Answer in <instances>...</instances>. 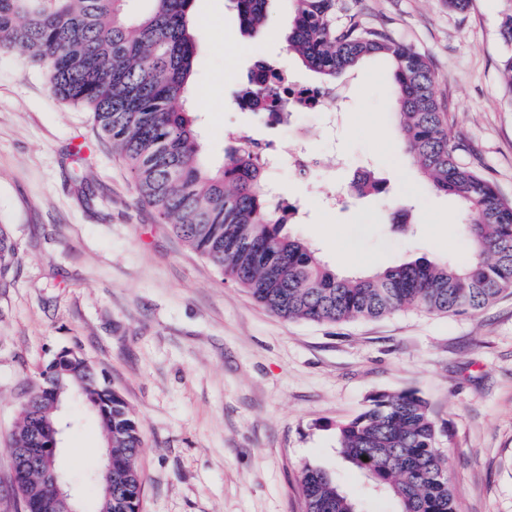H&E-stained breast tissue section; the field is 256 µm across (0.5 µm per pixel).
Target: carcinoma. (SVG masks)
<instances>
[{"instance_id":"obj_1","label":"carcinoma","mask_w":512,"mask_h":512,"mask_svg":"<svg viewBox=\"0 0 512 512\" xmlns=\"http://www.w3.org/2000/svg\"><path fill=\"white\" fill-rule=\"evenodd\" d=\"M130 2L0 0V48L22 49L55 96L89 112L128 165L139 200L156 206L162 223L266 309L327 323L398 311L456 314L480 310L512 288V202L459 161V146L448 140L449 111L435 95L425 56L355 20L336 28L341 0H288L286 47L323 90L350 78L365 59L389 61V98L407 154L433 189L462 206L460 228L469 244L464 262L420 255L346 277L286 231L290 209L267 189L256 142L233 135L220 166L202 161L197 116L187 108L198 49L195 0H147L149 10L136 15ZM270 2L231 0L245 34L262 32ZM289 82L288 72L261 62L240 104L271 117ZM13 258L14 245L0 225L1 278ZM72 394L99 419L112 458V498L100 490L98 512H140L138 423L76 350H62L41 372L20 409L15 447H45ZM436 438L428 402L415 391L373 393L360 414L338 426L343 458L392 495L400 512H457L447 455ZM300 491L305 512H360L321 469H303ZM15 498L24 512H58L36 472L15 484Z\"/></svg>"}]
</instances>
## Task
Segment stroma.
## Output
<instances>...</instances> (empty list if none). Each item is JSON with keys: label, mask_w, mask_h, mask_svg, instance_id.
<instances>
[{"label": "stroma", "mask_w": 512, "mask_h": 512, "mask_svg": "<svg viewBox=\"0 0 512 512\" xmlns=\"http://www.w3.org/2000/svg\"><path fill=\"white\" fill-rule=\"evenodd\" d=\"M512 0H343L356 18L425 55L447 103L463 163L512 201V90L500 17ZM193 109L203 158L221 165L226 131L288 156L281 126L235 97L271 60L292 81L315 75L288 53L284 0L262 36H244L228 0H196ZM392 69L362 62L341 89L343 119L297 112L323 166L272 175L298 207L290 233L336 272L385 268L413 255L464 261L459 203L426 184L404 152L385 91ZM83 145L74 172L69 152ZM383 195L348 193L357 173ZM410 211L394 223L398 209ZM0 225L15 246L0 280V512H17L10 438L25 392L61 349L77 347L119 392L143 440L142 512H304V467L328 471L361 512H398L339 454L336 427L374 392L417 391L439 426L458 512H512V289L476 312H395L337 324L283 319L226 280L139 201L127 166L87 112L51 92L21 49H0ZM57 466L80 512H96L90 477L103 464L97 418L78 400L63 413Z\"/></svg>", "instance_id": "1"}]
</instances>
